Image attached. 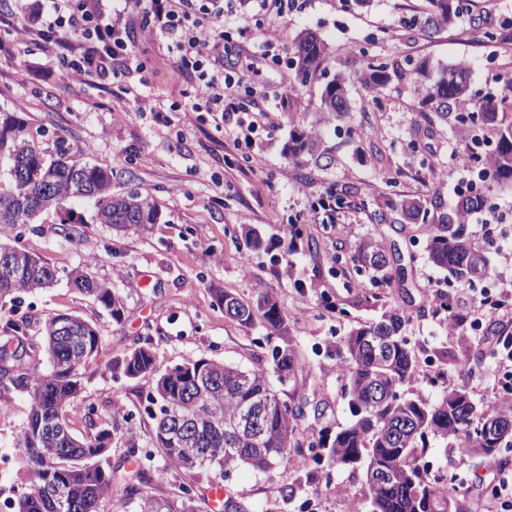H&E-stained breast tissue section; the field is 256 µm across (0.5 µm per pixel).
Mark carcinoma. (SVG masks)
I'll return each mask as SVG.
<instances>
[{"mask_svg": "<svg viewBox=\"0 0 512 512\" xmlns=\"http://www.w3.org/2000/svg\"><path fill=\"white\" fill-rule=\"evenodd\" d=\"M472 0H426V10L404 20V30L433 35L454 26L469 11ZM327 44L305 31L294 41L289 66L295 81L304 86L327 75ZM359 76L373 89L392 79L421 84L419 105L445 120L454 118L474 136L485 127L497 130V141L483 169L487 183L512 188V123L498 124L503 98L491 90L472 88L471 72L464 62L433 64L381 60L364 56ZM346 75L338 71L325 83L317 113L331 122L348 112ZM296 164L331 158L319 135L302 126L294 128L287 148ZM95 203V220L125 229H140L160 222L158 204L137 192L112 194V171L77 159L74 145L63 135L49 143L33 136L23 119L0 110V225L21 229L43 214L54 212L63 224L71 223V205L81 199ZM488 192H462L445 205L435 197L387 200L379 206L380 223L395 214L405 223L428 226L426 251L430 261L457 283L470 284L488 273V260L466 233L465 223L474 212L492 210ZM96 259L69 271L59 270L26 249L0 243V301H15L20 293H36L66 280L72 288L94 297L112 319L120 322L121 300L107 283L91 272ZM355 271L386 277L390 259L381 244L359 245L353 256ZM230 301V319L251 325L263 320L272 345V368L281 384L295 378L302 364L291 347L288 316L268 293L255 304L224 292L219 302ZM408 317L394 303L382 305L380 317L352 329L343 341L339 370L346 380L351 423L336 431L325 426L319 438L306 440L300 423L307 417L308 400L290 404L282 400L262 370H243L220 360L198 357L164 369L159 367L153 338L147 336L120 359L109 361L115 376L133 380L156 377L147 395V412L153 421L152 453H143L127 439L129 470L112 466L109 445L113 430L76 436L65 417L78 405L82 375L89 362L101 354L98 327L80 316L57 314L43 322L12 309L0 322V398L25 392L29 413L15 445L22 449L27 474L25 487L10 503L12 512H107L112 487L123 491L128 512H202L193 485L179 484L164 497L146 487L164 480L167 469L189 475L205 469L226 476L240 466L266 472L274 465L298 459L307 475L320 467L343 466L361 471L364 506L368 512H467L448 487L423 474L416 451H427L430 439H461L464 451L492 456L512 444V432L480 428L495 417L512 426V412L498 406H478L469 392L456 387L435 401L411 398L401 388L416 375L419 362L404 336ZM47 369H39L40 355ZM261 406L258 433L237 435L232 424L246 408ZM232 448L228 454L225 449ZM160 457L164 466L154 464Z\"/></svg>", "mask_w": 512, "mask_h": 512, "instance_id": "cac0c4a2", "label": "carcinoma"}]
</instances>
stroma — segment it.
<instances>
[{"mask_svg":"<svg viewBox=\"0 0 512 512\" xmlns=\"http://www.w3.org/2000/svg\"><path fill=\"white\" fill-rule=\"evenodd\" d=\"M423 5L424 0H371L366 7L357 0H298L288 17H263L264 26L277 30L279 48L259 64L256 93L244 100L245 106L257 104L266 111L249 145L237 142L233 124L220 128L212 114L184 111L182 92L191 78L174 69L162 40L136 44L142 71L121 82L86 83L67 75L38 46L18 48L8 28L0 26V106L16 112L32 134L66 136L78 159L111 169L113 193L138 191L162 211L160 223L125 230L95 223L92 203L82 202L76 210L83 222L75 234L49 214L19 239L61 270L97 257L93 275L123 302L122 320L112 321L102 305L62 281L23 295L21 303L22 312L35 320L68 313L99 327L103 354L87 367L82 398L95 406L100 421L117 427L113 464L125 459L126 436H133L140 448L151 447L152 422L144 406L153 378H116L108 367L139 338L152 337L165 366L209 356L246 370L269 369V352L253 344L265 328L259 323L246 327L225 316L218 301L224 291L251 303L270 293L287 314L293 347L306 366L277 391L291 403L303 397L319 403L323 415L307 417L306 435L351 421L336 364L349 331L378 317L380 305L371 299L375 293L405 306L410 315L406 335L419 369L403 389L406 396L434 400L442 394L446 385L433 382L428 372L429 365L437 364L450 376V385L466 387L476 403L491 405L502 398L501 364L466 349L470 342L488 340L487 331L449 333L444 316L434 312L438 291L475 300L479 292L449 285L445 272L429 262L424 225L373 220L384 196L434 194L453 202L469 175L455 171L451 157L469 156L471 142L458 123L428 120L419 109L415 83L394 80L375 91L355 79L360 50L388 60L408 54L443 64L466 62L475 89L497 86L504 97L503 119L512 122V0H474L455 27L430 37L418 32L404 36L402 19ZM477 26L500 32L499 44L473 41L470 32ZM305 30L327 43L329 71L350 77V115L341 121L316 120L323 81L300 91L308 108L302 126L315 127L332 153L326 168L299 167L285 155L294 130L284 92L295 84L289 49ZM160 112L165 121L157 120ZM363 127L373 128L374 136L360 137ZM255 151L264 157L258 168L249 161ZM347 186L358 192L340 210V223L303 225L314 248H300L286 258L276 250L250 252L233 233L245 224L265 242L287 236L289 224L312 199ZM373 239L402 258L401 276L390 284L373 283L354 269L355 248ZM11 402V414L0 417V456L12 457L14 464L0 470V501L14 497L26 473L14 439L29 402L23 393ZM429 458L448 474L470 512H486L487 486L498 469H512V446L476 458L437 438L430 443ZM299 475L292 464H277L266 473L243 467L221 484L225 495H245L254 512H262ZM362 493L360 473L336 467L328 484L306 489L283 503L281 512H349V498Z\"/></svg>","mask_w":512,"mask_h":512,"instance_id":"obj_1","label":"stroma"}]
</instances>
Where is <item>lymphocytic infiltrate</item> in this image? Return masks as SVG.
<instances>
[{
	"label": "lymphocytic infiltrate",
	"instance_id": "f902f5d3",
	"mask_svg": "<svg viewBox=\"0 0 512 512\" xmlns=\"http://www.w3.org/2000/svg\"><path fill=\"white\" fill-rule=\"evenodd\" d=\"M15 2L0 5V24L11 25L17 43L66 61L84 81L125 78L137 62L136 39H168L176 68L194 77L186 98L208 104L216 124L235 119L238 140L251 142L256 123L241 116L250 87L224 69V0H123L120 8L110 0H50L48 13L30 17ZM135 14L141 17L136 27Z\"/></svg>",
	"mask_w": 512,
	"mask_h": 512
}]
</instances>
